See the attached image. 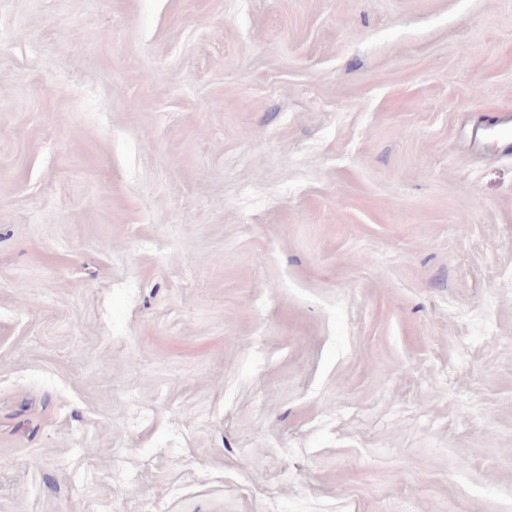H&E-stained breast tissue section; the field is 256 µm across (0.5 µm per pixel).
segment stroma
<instances>
[{"label":"stroma","instance_id":"35a3bbf8","mask_svg":"<svg viewBox=\"0 0 512 512\" xmlns=\"http://www.w3.org/2000/svg\"><path fill=\"white\" fill-rule=\"evenodd\" d=\"M512 0H0V512H512Z\"/></svg>","mask_w":512,"mask_h":512}]
</instances>
